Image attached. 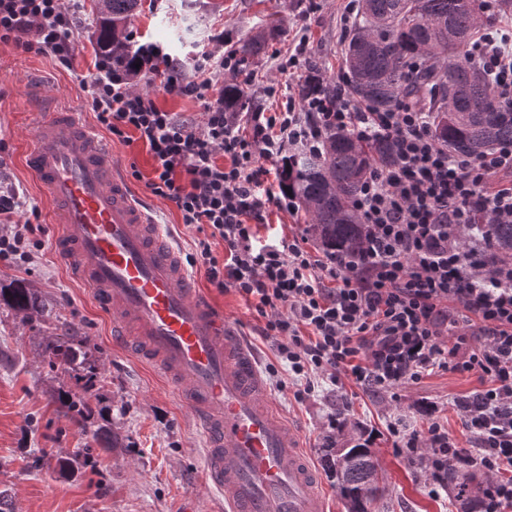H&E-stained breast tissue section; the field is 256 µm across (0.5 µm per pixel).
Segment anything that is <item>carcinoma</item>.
<instances>
[{
    "instance_id": "obj_1",
    "label": "carcinoma",
    "mask_w": 512,
    "mask_h": 512,
    "mask_svg": "<svg viewBox=\"0 0 512 512\" xmlns=\"http://www.w3.org/2000/svg\"><path fill=\"white\" fill-rule=\"evenodd\" d=\"M139 0H99L98 49L108 59L136 64L124 39L127 22ZM512 13V0H495L491 11L483 0H359L358 15L349 30L344 67L348 93L377 112H389L401 101L418 103L431 113V133L448 155H478L512 143V105L503 103L494 87L475 71L466 49L483 35L496 16ZM274 30L259 31L239 41L233 55L240 62L265 53ZM244 90L224 84V110L238 112ZM393 159L390 140H361L351 134L327 131L321 150L298 153L283 164L284 192L309 218L308 231L329 252L357 255L363 247V229L353 199L371 167ZM493 255L512 260V224H487ZM0 303L24 314L43 317L37 292L14 285L0 287ZM50 369L82 364L83 354L68 336H56L45 345ZM64 414L86 418L88 401L59 392ZM325 461L335 474L347 505L362 499V512L380 494L377 462L371 449L357 443L344 452L327 449ZM454 496L472 499V479L448 465Z\"/></svg>"
}]
</instances>
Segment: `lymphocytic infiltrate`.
I'll use <instances>...</instances> for the list:
<instances>
[{"mask_svg":"<svg viewBox=\"0 0 512 512\" xmlns=\"http://www.w3.org/2000/svg\"><path fill=\"white\" fill-rule=\"evenodd\" d=\"M78 38L75 0H0L1 44L67 65ZM135 52L140 72L163 74L167 94L201 102L203 123L134 92L126 72L101 60L83 84L87 103L111 136L134 134L147 146L152 193L173 203L185 226L223 241L220 257L209 240L199 243L207 280L263 318L259 334L273 341L295 400H305L317 377L335 384L346 376L392 394L435 369L480 371L486 386L456 402L472 448L459 447L428 403L427 437L399 421L390 432L395 448L422 452L434 488L447 486L453 462L492 475L482 512H512V260L489 268L478 259L481 242L461 249L471 225L512 223V183L493 181L512 175V144L477 157L448 155L417 104L377 112L352 103L343 75L334 92L299 96L283 112H228L206 73L216 64L230 67V59L201 52L188 76L154 43L137 44ZM467 59L512 103V29L490 28ZM330 129L393 143L392 162L374 167L355 198L364 244L353 259L313 254L294 236L259 237L269 207H295L277 178L281 163L320 151ZM22 206L18 193L0 194V260L17 265L42 246L33 224L14 222ZM452 302L474 316L482 338L465 356L460 344L441 339Z\"/></svg>","mask_w":512,"mask_h":512,"instance_id":"f902f5d3","label":"lymphocytic infiltrate"}]
</instances>
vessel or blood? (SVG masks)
Masks as SVG:
<instances>
[{"label":"vessel or blood","instance_id":"1","mask_svg":"<svg viewBox=\"0 0 512 512\" xmlns=\"http://www.w3.org/2000/svg\"><path fill=\"white\" fill-rule=\"evenodd\" d=\"M31 137L25 165L54 204L55 249L111 320L113 341L152 361L189 405L226 512H326L300 431L278 416L238 328L195 287L105 141L51 106Z\"/></svg>","mask_w":512,"mask_h":512}]
</instances>
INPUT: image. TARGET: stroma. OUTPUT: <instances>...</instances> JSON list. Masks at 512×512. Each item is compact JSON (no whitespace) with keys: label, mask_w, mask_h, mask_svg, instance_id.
Returning <instances> with one entry per match:
<instances>
[{"label":"stroma","mask_w":512,"mask_h":512,"mask_svg":"<svg viewBox=\"0 0 512 512\" xmlns=\"http://www.w3.org/2000/svg\"><path fill=\"white\" fill-rule=\"evenodd\" d=\"M346 5L347 0H140L129 28L188 68L201 51L225 56L239 40L278 27L279 35L262 57L240 66L234 77L214 68L212 78L219 86L230 80L241 85L245 111L279 112L289 88L312 67H320L331 80L343 73L339 37ZM98 19L93 0H83L78 14L82 37L67 67L50 56L0 44V168L5 171L0 191H18L26 207L17 221L33 217L45 230V245L31 263L0 261V284L35 289L45 307L43 318L32 322L0 308V492L10 512H182L186 507L225 512L223 496L208 486L204 446L189 409L160 374L113 345L110 320L55 255L54 206L25 167L28 130L36 119L30 107L33 89L77 112L91 130L99 128L80 86L81 76L94 69ZM302 37L307 47L298 56L294 49ZM133 86L150 93L161 108L202 122L200 102L166 94L162 77L141 75ZM271 89L276 92L272 98L267 95ZM108 147L122 172L139 169L142 178L132 181V188L152 206L183 255L195 253L199 233L185 228L174 204L146 186L152 172L145 144L112 140ZM191 273L204 294L241 328L260 369L275 364L270 343L259 335L260 319L240 296L210 285L203 266L192 267ZM60 334L72 336L95 364L100 380L92 390H83L73 371H50L44 346ZM483 384L478 372L451 369L405 386L396 399L375 396L349 380L339 390L321 382L300 403L289 386L272 396L281 415L306 433L307 449L321 468L328 493V512H347L335 480L323 467L320 447L333 412L345 422L336 435L338 444L364 433L377 435L373 451L383 493L370 512H460L450 489L432 493L425 469L393 448L387 427L402 417L426 434L429 419L420 408L425 400L436 404L440 420L459 445L470 447L472 437L454 401ZM61 390L86 393L91 413L84 421L60 412L56 396ZM86 446L92 449L90 461L78 471L67 470L65 461Z\"/></svg>","instance_id":"obj_1"}]
</instances>
